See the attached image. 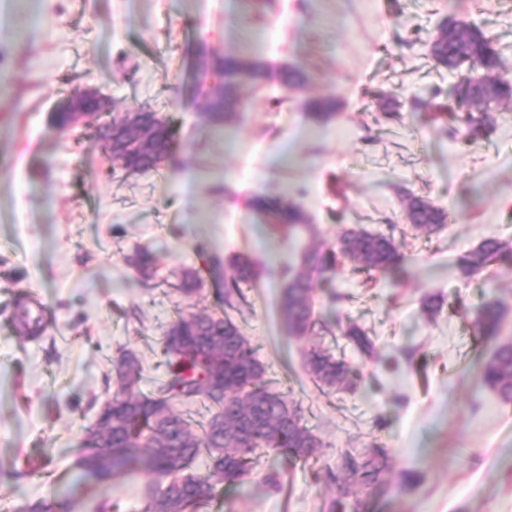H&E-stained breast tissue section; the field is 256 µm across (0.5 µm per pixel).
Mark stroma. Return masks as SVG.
I'll use <instances>...</instances> for the list:
<instances>
[{
    "mask_svg": "<svg viewBox=\"0 0 512 512\" xmlns=\"http://www.w3.org/2000/svg\"><path fill=\"white\" fill-rule=\"evenodd\" d=\"M449 20L478 23L512 80V0H0V74L11 79L0 93V512L51 499L70 512H94L96 500L143 512L157 486L146 472L86 493L75 465L84 432L112 360L132 352L153 382L169 324L218 312L223 281L210 265L239 254L257 275L234 318L321 448L305 465L264 451L207 512H324L337 491L327 471L376 444L389 471L382 488L359 492V512H512V405L477 379L496 340L480 339L473 317L502 300L499 338L512 339V256L469 275L458 266L485 238L512 240V104L469 142L434 120L433 93L450 95L454 80L430 43ZM202 48L266 68L240 86L221 130L198 118L213 81L194 75ZM287 66L302 87L282 85ZM78 85L98 87L114 112L162 113L169 159L112 177L93 139L52 121ZM318 96L337 104L322 125L306 116ZM258 194L292 198L312 231L272 233L250 206ZM409 194L450 220L414 229ZM360 227L392 231L403 261L312 272L325 344L362 373L356 388L329 391L304 369L310 339L288 331L281 271ZM140 250L166 285H145L130 262ZM188 268L200 282L184 296L173 284ZM19 294L46 305L41 335H17ZM350 324L371 352L344 337Z\"/></svg>",
    "mask_w": 512,
    "mask_h": 512,
    "instance_id": "obj_1",
    "label": "stroma"
}]
</instances>
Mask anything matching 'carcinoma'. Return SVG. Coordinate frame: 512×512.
I'll use <instances>...</instances> for the list:
<instances>
[{
  "label": "carcinoma",
  "mask_w": 512,
  "mask_h": 512,
  "mask_svg": "<svg viewBox=\"0 0 512 512\" xmlns=\"http://www.w3.org/2000/svg\"><path fill=\"white\" fill-rule=\"evenodd\" d=\"M430 50L436 63L457 77L453 93L468 109L456 120L465 128L492 124L495 110L512 102V83L497 74L500 52L476 22L439 27ZM202 65L220 74V82L207 100L204 121L222 128L241 106L238 89L243 75L258 76L263 64L258 59L208 55ZM335 111V99L321 97L309 102L307 116L317 124H326ZM252 206L270 217L277 229L312 228L301 206L285 196H257ZM404 206L413 227L426 234L447 220L442 208L420 197H407ZM509 254L511 242L490 237L467 254L463 269H488ZM347 261L368 271H391L400 266L402 256L392 237L358 229L345 231L336 250L307 254L303 266L289 273L281 299L292 335L304 338L330 332L313 318V284L308 268L327 271ZM134 264L145 281L153 279L157 259L152 253H137ZM255 276V266L247 256L235 257L230 270L224 271V287L216 290L223 314L177 316L164 337L160 362L164 374L149 392L141 390L143 369L139 360L127 352L117 358L112 395L103 402L94 424L85 429L83 448L76 460V467L86 477L87 491L140 464L144 471L167 479L160 495L148 502L144 512H202L224 486L247 474L259 448L275 450L294 463H306L317 456L320 440L304 424L300 409L266 378V367L228 314L246 303L242 285ZM502 316L499 301L485 303L475 320L481 335H498ZM12 320L23 335L33 336L40 328L39 321L31 320L28 303L22 297L14 301ZM178 336L189 348L184 354L175 348ZM344 336L363 350H372L370 339L357 326H348ZM304 363L319 386L346 389L361 380L360 372L345 359L318 344L305 350ZM218 373L224 382L214 389L211 382ZM477 378L502 403L512 404V341L495 348ZM178 402L199 405L201 410L179 412L175 409ZM200 458L206 463L203 474L192 471ZM388 467V452L382 446L344 454L337 465L339 475L333 476L339 489L328 512H355L359 502L350 501L351 487L367 490L382 485Z\"/></svg>",
  "instance_id": "1"
}]
</instances>
